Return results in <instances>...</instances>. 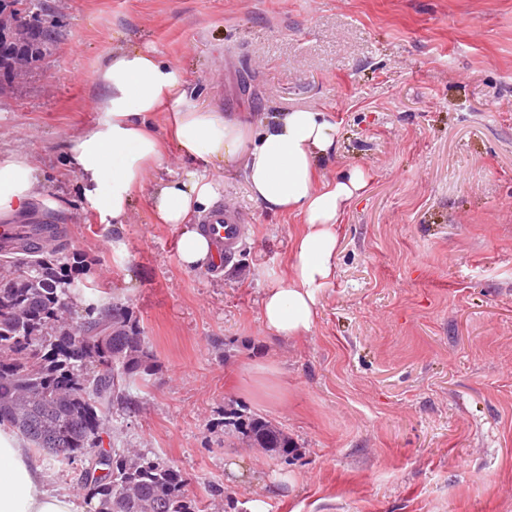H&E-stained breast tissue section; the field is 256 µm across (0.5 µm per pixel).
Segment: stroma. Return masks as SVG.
Instances as JSON below:
<instances>
[{
  "mask_svg": "<svg viewBox=\"0 0 512 512\" xmlns=\"http://www.w3.org/2000/svg\"><path fill=\"white\" fill-rule=\"evenodd\" d=\"M60 39L0 95V155L39 170L87 267L128 305L156 362L104 442L180 471L198 512H512V0H46ZM153 49L199 104L243 118L310 109L336 122L332 178L368 188L343 214L337 276L296 339L260 318L302 220L250 197L214 161L240 251L183 268L180 228L157 224L159 181L190 169L170 133L127 222L102 223L64 163L97 118L108 51ZM270 418L289 464L242 440L231 411Z\"/></svg>",
  "mask_w": 512,
  "mask_h": 512,
  "instance_id": "35a3bbf8",
  "label": "stroma"
}]
</instances>
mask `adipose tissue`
<instances>
[{
    "instance_id": "ef3b65f1",
    "label": "adipose tissue",
    "mask_w": 512,
    "mask_h": 512,
    "mask_svg": "<svg viewBox=\"0 0 512 512\" xmlns=\"http://www.w3.org/2000/svg\"><path fill=\"white\" fill-rule=\"evenodd\" d=\"M94 80L106 89L99 117L71 141L65 157L102 222L124 224L135 191L162 165L164 149L153 120L169 108L183 156L205 163L241 161L252 200L272 212L303 216L293 239V272L269 284L260 316L271 335L308 334L320 293L336 276L339 222L367 188L357 169L333 180L318 175L320 162L335 151L332 115L295 110L257 122L202 108L179 71L150 50L112 53ZM37 185L38 170L29 156L0 158V214L26 211ZM223 187V179L194 170L161 182L152 195L155 222L183 227L178 258L184 267L217 261L196 220L213 207ZM0 512H85L73 492L49 485L37 460L5 427H0Z\"/></svg>"
}]
</instances>
